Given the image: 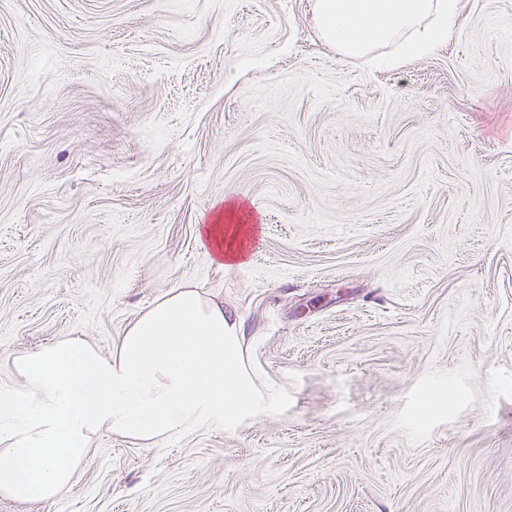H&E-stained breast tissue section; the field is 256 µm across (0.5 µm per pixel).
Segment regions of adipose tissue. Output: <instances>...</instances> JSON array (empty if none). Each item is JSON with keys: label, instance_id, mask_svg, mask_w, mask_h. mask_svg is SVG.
I'll use <instances>...</instances> for the list:
<instances>
[{"label": "adipose tissue", "instance_id": "ef3b65f1", "mask_svg": "<svg viewBox=\"0 0 512 512\" xmlns=\"http://www.w3.org/2000/svg\"><path fill=\"white\" fill-rule=\"evenodd\" d=\"M316 7L323 36L348 57L393 42L398 60L426 54L460 18V0H317ZM250 233L229 201L200 238L224 267L244 259ZM13 366L21 386L0 385V494L22 501L69 493L98 430L154 445L237 425L276 403L253 380L239 323L223 302L188 285L142 312L111 356L65 337Z\"/></svg>", "mask_w": 512, "mask_h": 512}]
</instances>
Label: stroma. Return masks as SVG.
I'll list each match as a JSON object with an SVG mask.
<instances>
[{"label":"stroma","instance_id":"stroma-1","mask_svg":"<svg viewBox=\"0 0 512 512\" xmlns=\"http://www.w3.org/2000/svg\"><path fill=\"white\" fill-rule=\"evenodd\" d=\"M341 57L315 0H0V384L189 285L272 411L0 512H512V0ZM246 206V261L198 240ZM448 401L422 411L425 394Z\"/></svg>","mask_w":512,"mask_h":512}]
</instances>
